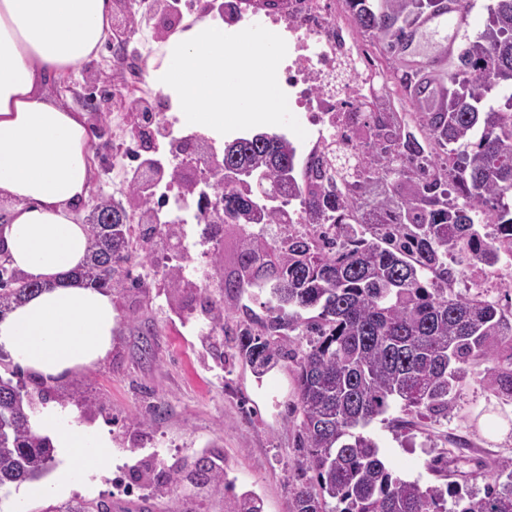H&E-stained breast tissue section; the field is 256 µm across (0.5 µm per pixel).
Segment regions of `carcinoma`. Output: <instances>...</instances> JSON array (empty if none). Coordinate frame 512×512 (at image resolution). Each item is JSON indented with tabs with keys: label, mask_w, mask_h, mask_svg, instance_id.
<instances>
[{
	"label": "carcinoma",
	"mask_w": 512,
	"mask_h": 512,
	"mask_svg": "<svg viewBox=\"0 0 512 512\" xmlns=\"http://www.w3.org/2000/svg\"><path fill=\"white\" fill-rule=\"evenodd\" d=\"M361 36L384 59L399 100L414 125L394 113L388 145L372 161L336 146L310 158L304 174L282 135L257 133L224 146L213 170L224 219L205 218L203 235L223 225L242 231L236 271L221 294L269 290L274 316L264 331H238L236 349L262 374L288 355L271 340L288 330L310 336L297 361L302 460L288 478L291 512H512V459L495 463L481 496L450 484L422 486L393 476L377 443L363 430L393 402L420 417L448 416L468 368L495 362L483 381L512 399V320L497 304L454 291L473 261L495 265L500 240L482 232L494 224L512 240V0H490L483 29L464 35L448 67L415 66L407 56L426 17L443 0H344ZM359 181L349 198L336 183ZM130 195L141 217L152 218L146 188ZM301 200L305 220L338 224L343 234L319 245L294 231L288 200ZM275 224L269 239L252 231ZM84 265L78 278L100 290H126L138 237H172L180 225L129 223L122 203L101 198L87 218ZM170 287L196 284L179 266L163 271ZM40 290V283L0 261V315ZM207 317L202 340L224 331V298L199 292ZM319 310L313 318L303 312ZM18 372L0 375V491L38 480L52 462L49 439L30 423L31 392ZM311 471L314 476L304 477ZM162 489L195 487L224 498V512H262L249 491L228 493L224 465L203 451L162 472ZM454 508H448V497Z\"/></svg>",
	"instance_id": "1"
}]
</instances>
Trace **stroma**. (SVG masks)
Instances as JSON below:
<instances>
[{
  "label": "stroma",
  "instance_id": "35a3bbf8",
  "mask_svg": "<svg viewBox=\"0 0 512 512\" xmlns=\"http://www.w3.org/2000/svg\"><path fill=\"white\" fill-rule=\"evenodd\" d=\"M121 0L113 6L111 32H124L131 50L124 67L112 65L111 47L83 63L54 89L62 100L86 115L91 132L92 190L111 195L116 176L114 162L118 143L136 144L141 159H151L165 172L182 169L185 179L195 178L192 168H180L171 155L170 137L185 133L177 113L166 101L150 96L158 113L154 143H134L131 133L119 134L112 126V99L127 93L129 67L144 54L160 48L172 26L156 17L153 26L137 30L125 26ZM188 235L197 237L199 250H216L220 265L209 287L230 273L237 261L241 231L225 225L216 240L202 236L201 225L187 223ZM179 251L176 240L154 236L148 255L137 270L146 278L139 291L113 293L119 327L112 355L102 365L53 386L29 384V391H43L48 401L60 393L80 390L87 399L73 409V423L107 434L112 442L111 474L97 484L76 488V496L114 505L127 512H224L222 498L206 491L164 494L154 482L162 462L207 451L223 459L237 489L253 491L263 512H289L286 484L291 466L300 457L296 447L297 368L293 359L280 361L264 375H256L236 348L225 346L223 359H215L200 338L203 317L184 320L178 307L185 294H171L159 272ZM267 297L252 288L237 297H225L228 326L249 321L260 330L268 315ZM156 331L152 348H143L140 333ZM483 367L469 371L458 388L447 417L415 419L404 427L405 413L392 406L365 430L379 446L395 476L427 485L437 482L433 460L448 462L450 482L465 491L483 492L484 475L496 460L512 458V400L498 396L483 380ZM149 425H139L141 417Z\"/></svg>",
  "mask_w": 512,
  "mask_h": 512
}]
</instances>
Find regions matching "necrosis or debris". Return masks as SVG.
Returning a JSON list of instances; mask_svg holds the SVG:
<instances>
[{
    "label": "necrosis or debris",
    "instance_id": "1",
    "mask_svg": "<svg viewBox=\"0 0 512 512\" xmlns=\"http://www.w3.org/2000/svg\"><path fill=\"white\" fill-rule=\"evenodd\" d=\"M234 9L240 31L262 16L288 33V65L271 76L282 85L295 126L306 133L303 148L315 156L333 142L345 152L367 156L378 130L389 122L394 86L383 62L351 24L343 0H235ZM368 101L373 109H365ZM197 186L189 197L172 183L151 182L149 194L160 219L177 224L188 211L202 220L217 194L210 170H199Z\"/></svg>",
    "mask_w": 512,
    "mask_h": 512
}]
</instances>
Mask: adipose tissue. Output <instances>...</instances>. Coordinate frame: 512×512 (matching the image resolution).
Segmentation results:
<instances>
[{"instance_id": "ef3b65f1", "label": "adipose tissue", "mask_w": 512, "mask_h": 512, "mask_svg": "<svg viewBox=\"0 0 512 512\" xmlns=\"http://www.w3.org/2000/svg\"><path fill=\"white\" fill-rule=\"evenodd\" d=\"M112 0H0V260L44 288L0 319V351L33 380L54 384L95 368L112 352L119 318L111 293L58 277L86 260L90 128L84 113L47 90L104 42ZM277 32L249 36L206 18L173 30L148 60L150 86L185 122L212 131L265 125L288 101L267 73ZM64 460L49 478L20 487L22 500L62 499L112 469L102 432L68 424L55 403L32 419Z\"/></svg>"}]
</instances>
